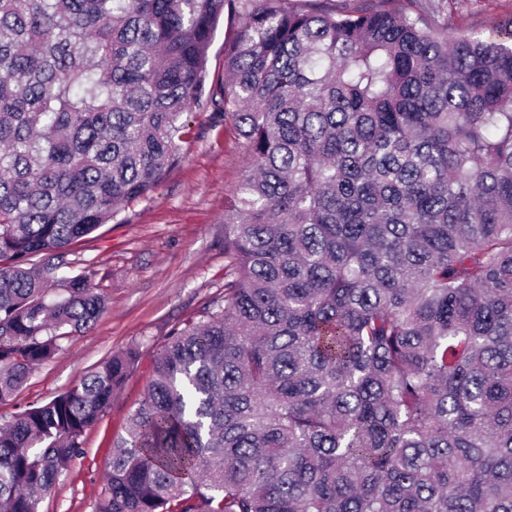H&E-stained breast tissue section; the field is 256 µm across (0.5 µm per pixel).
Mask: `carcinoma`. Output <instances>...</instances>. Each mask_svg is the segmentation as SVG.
<instances>
[{"mask_svg": "<svg viewBox=\"0 0 512 512\" xmlns=\"http://www.w3.org/2000/svg\"><path fill=\"white\" fill-rule=\"evenodd\" d=\"M0 0V404L106 311L73 246L208 97L243 138L224 300L175 330L95 512H512V46L364 0ZM131 347L0 426L39 512ZM240 21L237 13L231 16L226 11L218 23L208 50L205 95L208 94L211 87L218 86L224 80V47L236 39Z\"/></svg>", "mask_w": 512, "mask_h": 512, "instance_id": "1", "label": "carcinoma"}]
</instances>
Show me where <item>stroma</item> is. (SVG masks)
Here are the masks:
<instances>
[{
	"mask_svg": "<svg viewBox=\"0 0 512 512\" xmlns=\"http://www.w3.org/2000/svg\"><path fill=\"white\" fill-rule=\"evenodd\" d=\"M239 15L221 17L208 50L207 87L224 79V47L237 37ZM512 0H448V32L507 42ZM195 134L181 158L145 198L81 241L78 259L92 263L107 298L93 329L63 341L16 397L0 405V422L49 400L109 356L139 345L141 356L123 388L83 436V455L64 474L40 512H95L105 489L113 441L124 434L149 383L153 357L174 329L224 298V206L247 168L231 121L193 111Z\"/></svg>",
	"mask_w": 512,
	"mask_h": 512,
	"instance_id": "stroma-1",
	"label": "stroma"
}]
</instances>
